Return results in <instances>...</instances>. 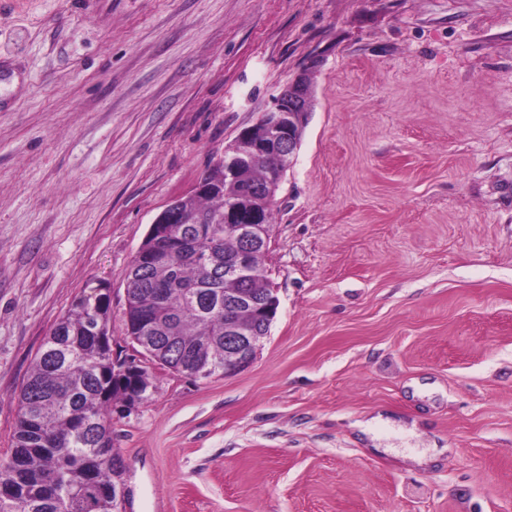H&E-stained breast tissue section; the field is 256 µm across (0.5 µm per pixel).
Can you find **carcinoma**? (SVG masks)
<instances>
[{
    "mask_svg": "<svg viewBox=\"0 0 512 512\" xmlns=\"http://www.w3.org/2000/svg\"><path fill=\"white\" fill-rule=\"evenodd\" d=\"M278 159L246 167L239 180H224V164L215 163L198 179L205 189L181 197L193 233L169 263L138 267L135 291L126 301L129 336H148L152 357L185 375L209 354L224 355V294L234 288L268 291L272 280L262 269L265 254L254 258L246 280H224V264L212 267L213 255L237 248L224 238L219 217L232 202L247 199L251 183L276 169ZM103 282L74 300L51 328L17 396L18 417L11 448L0 458V484L12 488L0 512H113L112 411L137 391L149 374L146 358L140 373L117 372L122 358L113 354L110 302H102ZM102 448L99 480L87 479L88 449Z\"/></svg>",
    "mask_w": 512,
    "mask_h": 512,
    "instance_id": "cac0c4a2",
    "label": "carcinoma"
}]
</instances>
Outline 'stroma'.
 Returning a JSON list of instances; mask_svg holds the SVG:
<instances>
[{
  "instance_id": "1",
  "label": "stroma",
  "mask_w": 512,
  "mask_h": 512,
  "mask_svg": "<svg viewBox=\"0 0 512 512\" xmlns=\"http://www.w3.org/2000/svg\"><path fill=\"white\" fill-rule=\"evenodd\" d=\"M0 456L44 337L295 78L254 363L112 415L130 512H512V0H0ZM392 426L368 447L357 422Z\"/></svg>"
}]
</instances>
